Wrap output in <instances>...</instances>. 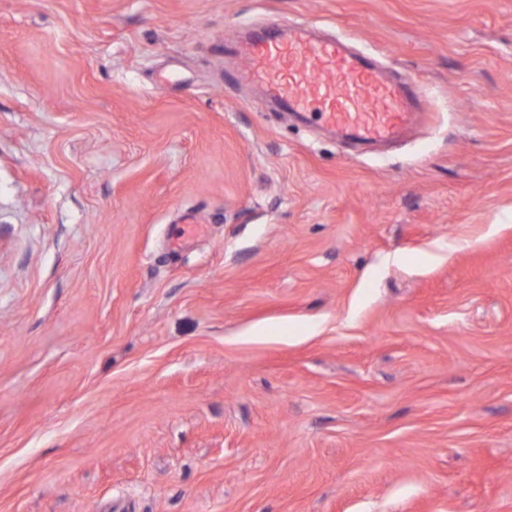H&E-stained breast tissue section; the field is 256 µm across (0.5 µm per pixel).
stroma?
<instances>
[{"instance_id":"obj_1","label":"stroma","mask_w":512,"mask_h":512,"mask_svg":"<svg viewBox=\"0 0 512 512\" xmlns=\"http://www.w3.org/2000/svg\"><path fill=\"white\" fill-rule=\"evenodd\" d=\"M273 21L424 121L260 102ZM0 512H512V0H0Z\"/></svg>"}]
</instances>
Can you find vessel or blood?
Returning a JSON list of instances; mask_svg holds the SVG:
<instances>
[{"label":"vessel or blood","mask_w":512,"mask_h":512,"mask_svg":"<svg viewBox=\"0 0 512 512\" xmlns=\"http://www.w3.org/2000/svg\"><path fill=\"white\" fill-rule=\"evenodd\" d=\"M243 82L291 112L361 142L396 139L412 118V81L393 83L345 42L316 40L307 24L269 26L242 39Z\"/></svg>","instance_id":"vessel-or-blood-1"}]
</instances>
